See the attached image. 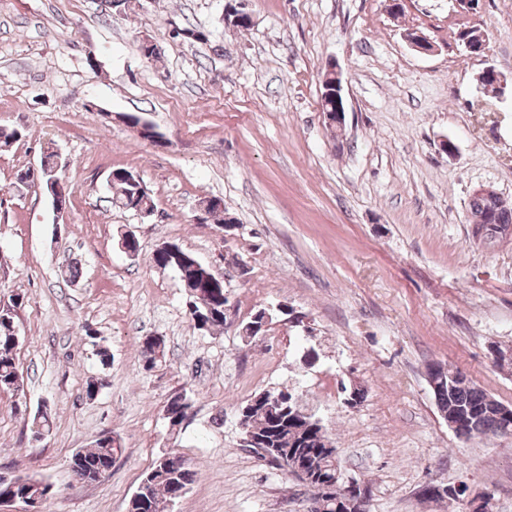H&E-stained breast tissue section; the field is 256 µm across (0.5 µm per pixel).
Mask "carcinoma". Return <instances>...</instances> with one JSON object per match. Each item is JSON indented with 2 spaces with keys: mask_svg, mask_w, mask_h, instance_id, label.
Masks as SVG:
<instances>
[{
  "mask_svg": "<svg viewBox=\"0 0 512 512\" xmlns=\"http://www.w3.org/2000/svg\"><path fill=\"white\" fill-rule=\"evenodd\" d=\"M111 176L109 187L113 204L130 211L139 204L152 206L151 197L136 190L140 182L136 181L132 172L115 169ZM497 200V195L493 193L472 199L470 212L474 222L481 223L485 215L491 213L495 215V222L512 225V210L495 211ZM174 248L173 252H155L153 263L163 269L180 270L185 302H195L196 311L202 315L196 329L207 332L223 329L224 302L228 301L224 283L179 245H174ZM195 290L203 294V301H197V296L193 294ZM23 303L24 296L16 294L9 299L7 308L0 310V391H9L17 396L23 394V380L15 362L19 337L11 333V327L17 325L16 310ZM264 394L287 397L288 422L275 421L272 408L251 397L244 402L249 409L247 426L268 436L272 447L297 456L306 471L316 477V481L342 482L341 470L336 467V446L329 435L321 431V426L313 418L295 409L296 398L289 391L273 389L264 391ZM433 395L438 409L456 416L457 436L470 439L500 435L501 419L496 411L498 402L473 385L462 372L448 370L447 382L440 384ZM191 407L192 400L188 395L175 394L166 401L164 412L174 415L172 426L177 427L188 417ZM51 426L52 417L46 410H38L30 417V432L33 435H43L49 432ZM121 453L119 440L104 434L87 447L76 450L72 472L84 482H97L111 471L112 464ZM146 476L150 482L154 512H164L168 501L182 497L192 487L197 480L198 470L183 457L169 452L157 459ZM16 482V493L31 500L42 498L47 489L45 481L35 476L18 475Z\"/></svg>",
  "mask_w": 512,
  "mask_h": 512,
  "instance_id": "1",
  "label": "carcinoma"
}]
</instances>
